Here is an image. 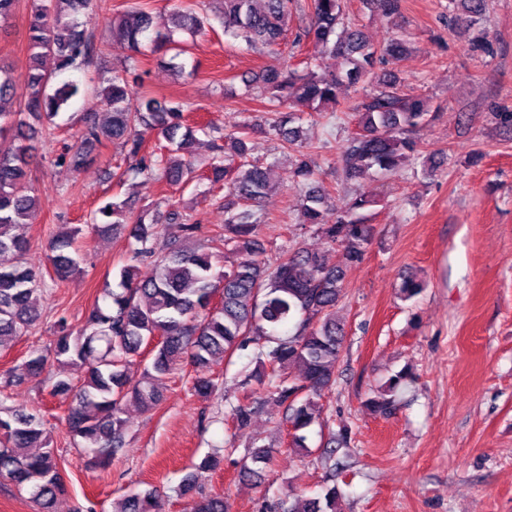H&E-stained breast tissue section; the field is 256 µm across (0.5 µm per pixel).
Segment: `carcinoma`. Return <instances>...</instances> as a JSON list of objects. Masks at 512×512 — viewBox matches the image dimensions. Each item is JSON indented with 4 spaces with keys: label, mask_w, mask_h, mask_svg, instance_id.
<instances>
[{
    "label": "carcinoma",
    "mask_w": 512,
    "mask_h": 512,
    "mask_svg": "<svg viewBox=\"0 0 512 512\" xmlns=\"http://www.w3.org/2000/svg\"><path fill=\"white\" fill-rule=\"evenodd\" d=\"M224 34L248 44L276 45L288 29L295 0H264L258 9L253 0H223ZM467 25H476L485 12V0H458ZM92 6L91 0H32L28 23L29 67L22 92H17L10 66L0 61V255L17 259L0 265V351L6 342L29 332L40 319L43 299L42 272L23 260L27 240L21 227L38 210L30 194L33 181L31 149L36 127L56 126L55 119L70 102L85 93L76 80H61L65 72L85 68L97 54V47L80 29L78 16ZM175 27L195 33L204 26V15L192 7L172 13ZM112 39L133 53L146 46L155 52L171 53L167 64L178 74L185 71L183 50L174 40V30L153 26L152 12L135 0L112 18ZM296 43H306L319 53L328 52L342 60L340 70L320 73L314 58L303 67L285 72L266 71L249 80L259 89L269 111L278 112L288 104L320 112L326 104H338L343 87H355L379 65L400 61L406 47L397 37L375 49L363 32L345 25L344 0H312L310 24L299 29ZM55 60L51 69L44 67ZM135 63L115 71L99 87L98 96L109 111L104 126L88 123L79 142L67 148L60 160L75 169L89 159L91 150L107 139L126 150L130 160L119 181L142 178L169 185L187 184L194 179L191 163L173 167L163 157L144 150L145 136L163 138L175 152L186 149L195 133L206 127L189 122V106L175 104L132 89L141 76L132 73ZM430 115L426 99L397 91L396 82L382 81V89L365 95L357 111L358 131L348 139L340 154L347 177L356 178L370 170L388 174L402 161L419 151L412 133ZM302 114L286 112L273 125L281 140L294 145L300 140L296 122ZM255 125L244 123L220 136L232 150L227 165L213 164V184L224 183V254L235 259L214 271L215 252L191 248L183 241L202 232L201 224H186L177 213L161 214L146 208L134 215L123 201H109L95 210L91 224L101 234L129 229L137 246L130 250L120 269L119 288H105L85 322L70 323L65 316L55 321L57 338L47 351H33L25 361L32 379H50V368L69 367L73 375L52 384L51 394L68 400L64 420L76 446L85 450L93 467H107L126 445L124 407L134 402L151 410L162 395L158 382L179 362L195 371L193 389L202 398L211 397L216 383L208 374L211 360L255 346L262 367L259 381L266 383L265 397L285 406L290 425L291 445L305 447L301 431L313 423L316 404L312 396L336 382L338 360L345 347L344 324L336 319V306L342 296L343 281L351 267L362 262L373 225L368 209L378 200L364 194L352 196L332 224L324 220L327 195L315 179L313 161L299 154L293 176L305 187L301 198L303 223L314 228L327 244L336 246L340 261L334 266L323 262L317 252L295 250L270 268L261 258L263 248L256 238L258 213L272 189V167L248 159L247 141ZM175 228L165 244V254L157 261L155 275L144 281L135 277L136 263L155 256L153 240L158 225ZM82 234L70 226L52 239L49 261L56 278L64 281L81 272L80 255L75 247ZM219 293V303L211 297ZM161 340L151 366L140 379L129 368L142 347L156 335ZM299 366V377H288V367ZM414 378L409 369L390 377L387 384L366 401V407L388 415L400 386ZM14 376L0 374V481L18 490L29 489L37 512H53L57 498L65 492L60 457L40 416L6 405ZM253 467H269L272 451L255 446L249 452ZM209 456L189 473L180 493L196 491L203 474L217 467ZM156 491L132 493L114 512H152ZM193 512H229L224 495H202L194 499ZM303 512H337L336 488L322 497L306 500Z\"/></svg>",
    "instance_id": "obj_1"
}]
</instances>
